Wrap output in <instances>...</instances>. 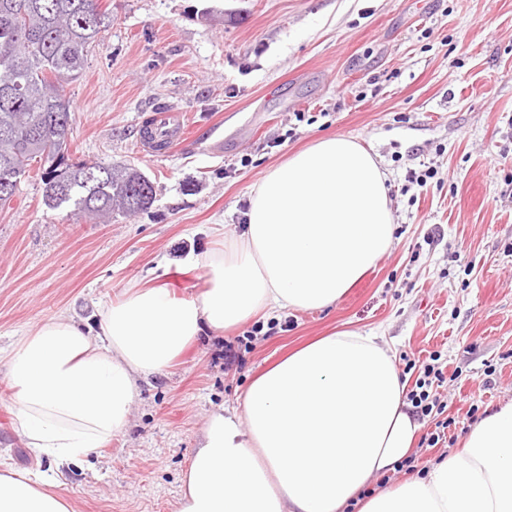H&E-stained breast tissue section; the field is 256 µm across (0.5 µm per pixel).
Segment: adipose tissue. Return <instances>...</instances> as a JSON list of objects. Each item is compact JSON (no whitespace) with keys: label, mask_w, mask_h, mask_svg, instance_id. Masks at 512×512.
<instances>
[{"label":"adipose tissue","mask_w":512,"mask_h":512,"mask_svg":"<svg viewBox=\"0 0 512 512\" xmlns=\"http://www.w3.org/2000/svg\"><path fill=\"white\" fill-rule=\"evenodd\" d=\"M190 254L206 288L129 286L96 322L61 313L0 356L15 431L52 474L0 469V512H72L56 488L127 429L140 385L200 334L257 312L331 308L396 242L387 176L355 139L322 138L268 170L242 234ZM383 337H321L210 413L176 512H512V402L485 415L428 475L363 497L409 454L419 425Z\"/></svg>","instance_id":"ef3b65f1"}]
</instances>
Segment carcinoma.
<instances>
[{
  "label": "carcinoma",
  "mask_w": 512,
  "mask_h": 512,
  "mask_svg": "<svg viewBox=\"0 0 512 512\" xmlns=\"http://www.w3.org/2000/svg\"><path fill=\"white\" fill-rule=\"evenodd\" d=\"M112 25L99 0H0V205L15 196L31 162L42 169L47 208H71L104 222L112 213L151 207L153 185L126 167L76 161L69 152L73 119L64 83L77 79L89 52Z\"/></svg>",
  "instance_id": "cac0c4a2"
}]
</instances>
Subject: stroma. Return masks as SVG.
<instances>
[{
  "mask_svg": "<svg viewBox=\"0 0 512 512\" xmlns=\"http://www.w3.org/2000/svg\"><path fill=\"white\" fill-rule=\"evenodd\" d=\"M112 25L67 84L74 158L135 168L146 211L97 224L47 209L37 166L0 208V351L60 313L90 317L133 283L179 297L206 285L185 262L211 228L242 232L255 183L327 136L355 138L388 177L397 242L330 309L256 316L202 334L141 388L124 435L59 494L73 512H175L207 415L305 344L383 336L397 370L440 353L454 424L414 445L426 474L484 413L512 400V0H100ZM191 140L139 149L155 113ZM433 167L420 184L411 172ZM233 343L236 363L225 365ZM0 379V463L47 469L14 430Z\"/></svg>",
  "mask_w": 512,
  "mask_h": 512,
  "instance_id": "35a3bbf8",
  "label": "stroma"
}]
</instances>
